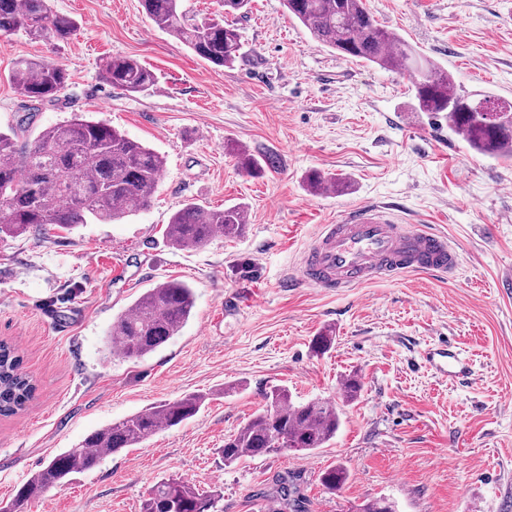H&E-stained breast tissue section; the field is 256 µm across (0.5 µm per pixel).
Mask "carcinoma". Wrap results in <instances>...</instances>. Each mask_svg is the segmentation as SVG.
I'll return each mask as SVG.
<instances>
[{
  "label": "carcinoma",
  "mask_w": 512,
  "mask_h": 512,
  "mask_svg": "<svg viewBox=\"0 0 512 512\" xmlns=\"http://www.w3.org/2000/svg\"><path fill=\"white\" fill-rule=\"evenodd\" d=\"M186 0H141L157 27L216 65L231 66L242 56L240 34L218 15L200 19L187 9ZM289 14L320 44L337 53L364 60L385 70L415 76L408 110L440 115L452 132H466L470 150L485 156L512 159V123L492 120L482 106L493 105L512 113V101L492 93L465 92L444 68L421 56L396 32L382 26L366 0H283ZM77 28L74 18L53 10L51 0H0V35L24 32L47 43L67 41ZM101 76L109 84L131 93L154 89L158 76L135 58L113 56L103 61ZM11 80L29 109L37 112L55 105L66 89L69 74L54 62L21 58L14 63ZM31 117L8 132L0 131V234L17 237L31 228L51 224L72 231L94 219L102 224L119 221L135 208L150 206L165 160L142 143L100 120L76 115L45 128L32 138ZM240 168L260 176V162L244 150L237 153ZM314 191L332 187L338 193L346 183L314 171L308 176ZM246 211L235 205L211 210L187 203L171 217L166 228L170 244L190 250L220 233L227 239L242 236ZM195 308L193 288L178 280H165L146 289L113 322L109 337L112 352L140 360L164 346L188 322ZM35 385L22 370V362L6 342H0V416L26 408ZM265 407L255 412L224 439V464L255 457L276 448L313 451L336 436L340 413L336 402L311 400L295 403L285 387L266 395ZM205 402L188 394L160 403L90 432L76 448L55 455L25 485L33 494L14 495L0 512H24L28 504L52 487L64 486L74 474L95 469L107 455L136 447L161 430L188 422ZM341 464L320 475L321 485L334 492L347 480ZM281 512H305L293 481L282 478L275 488ZM214 499L177 478L158 481L142 503V512H210Z\"/></svg>",
  "instance_id": "carcinoma-1"
}]
</instances>
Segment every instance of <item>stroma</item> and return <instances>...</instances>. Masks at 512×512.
<instances>
[{
	"instance_id": "obj_1",
	"label": "stroma",
	"mask_w": 512,
	"mask_h": 512,
	"mask_svg": "<svg viewBox=\"0 0 512 512\" xmlns=\"http://www.w3.org/2000/svg\"><path fill=\"white\" fill-rule=\"evenodd\" d=\"M376 20L450 72L464 89L512 100L507 0H367ZM78 22L57 45L0 36V131L22 118L14 61L64 65L59 104L33 130L86 112L158 152L165 167L151 207L67 234L45 226L0 239V340L12 344L35 391L0 416V504L54 455L93 429L188 393L206 403L188 423L106 456L27 512H141L151 487L175 475L222 499L217 512H263L277 477L301 478L307 512H359L384 498L395 512H512V161L471 151L444 121L407 104V76L336 55L288 16L282 0L226 15L244 56L217 67L149 19L140 0H52ZM131 56L158 75L148 93L101 77V61ZM274 158L243 174L231 153ZM318 170L345 181L315 193ZM193 202L240 205L243 237L177 250L165 229ZM360 204L427 224L460 253L448 277L411 273L328 293L283 282L319 225ZM189 284L194 315L161 349L110 355L113 320L147 288ZM335 338L313 349L322 332ZM441 340L470 362L462 380L423 361ZM362 391L341 404L326 447L270 452L225 465L224 439L262 408L270 387L295 401L335 399L347 376ZM348 478L328 492L323 469Z\"/></svg>"
}]
</instances>
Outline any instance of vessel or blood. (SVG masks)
I'll return each instance as SVG.
<instances>
[{
  "label": "vessel or blood",
  "instance_id": "vessel-or-blood-1",
  "mask_svg": "<svg viewBox=\"0 0 512 512\" xmlns=\"http://www.w3.org/2000/svg\"><path fill=\"white\" fill-rule=\"evenodd\" d=\"M460 255L446 236L425 224H406L383 206L349 209L336 223L320 225L299 256V281L325 290L357 287L377 278L415 271L452 274ZM424 357L441 376L461 379L469 366L451 343Z\"/></svg>",
  "mask_w": 512,
  "mask_h": 512
}]
</instances>
